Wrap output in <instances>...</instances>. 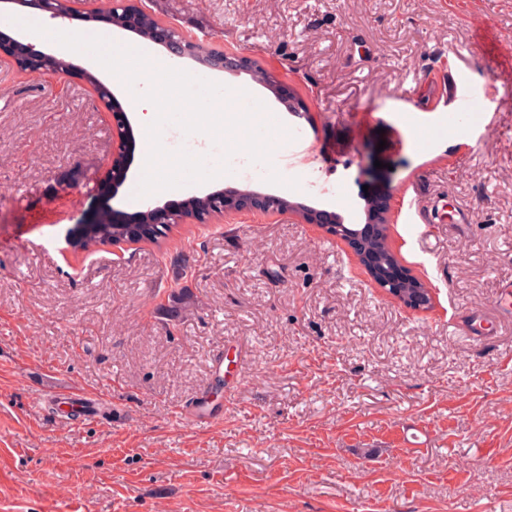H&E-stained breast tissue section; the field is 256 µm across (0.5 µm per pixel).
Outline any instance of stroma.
Instances as JSON below:
<instances>
[{
	"instance_id": "obj_1",
	"label": "stroma",
	"mask_w": 512,
	"mask_h": 512,
	"mask_svg": "<svg viewBox=\"0 0 512 512\" xmlns=\"http://www.w3.org/2000/svg\"><path fill=\"white\" fill-rule=\"evenodd\" d=\"M102 0L55 18L25 0L0 5V32L112 34L166 63L164 46L91 24ZM162 26L247 55L270 72L176 68L246 88L314 151L323 197L287 187L297 168L252 165L184 185L273 194L366 222V199L395 221L388 243L435 294L428 312L387 298L351 249L301 215L252 209L172 227L167 237L66 249L97 215H132L112 185L115 120L86 73L144 131L127 89L88 55L52 39L69 74L31 75L0 52V512H512V317L495 305L512 278V0H152ZM488 29L492 42L477 39ZM470 66L490 102L442 128L435 77ZM161 139L221 161L224 143ZM284 184L269 183L270 171ZM447 198L466 224H421L409 200ZM187 290L188 307L172 292ZM480 317L485 335L467 332ZM224 354L215 381L211 354ZM102 394L94 418L55 390ZM211 391L216 420L182 422ZM425 425L407 447L405 430Z\"/></svg>"
}]
</instances>
